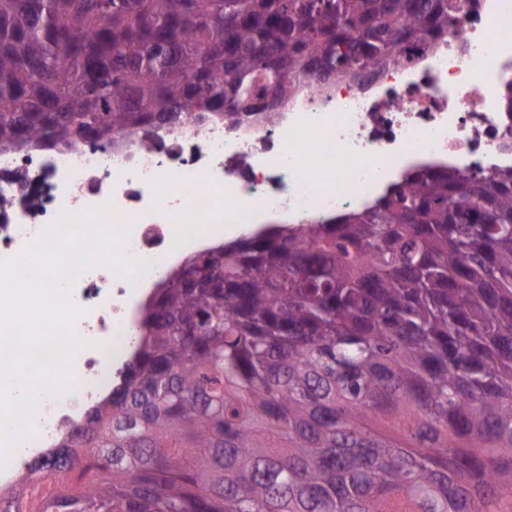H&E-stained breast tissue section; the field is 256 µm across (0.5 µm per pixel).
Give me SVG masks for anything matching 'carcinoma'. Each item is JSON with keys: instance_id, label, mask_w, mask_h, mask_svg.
<instances>
[{"instance_id": "obj_1", "label": "carcinoma", "mask_w": 512, "mask_h": 512, "mask_svg": "<svg viewBox=\"0 0 512 512\" xmlns=\"http://www.w3.org/2000/svg\"><path fill=\"white\" fill-rule=\"evenodd\" d=\"M101 2L0 0V150L264 121L448 31V0ZM141 331L34 512H512V170L193 255Z\"/></svg>"}]
</instances>
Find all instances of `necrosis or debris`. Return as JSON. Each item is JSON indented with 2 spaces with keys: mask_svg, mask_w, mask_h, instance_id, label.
Listing matches in <instances>:
<instances>
[{
  "mask_svg": "<svg viewBox=\"0 0 512 512\" xmlns=\"http://www.w3.org/2000/svg\"><path fill=\"white\" fill-rule=\"evenodd\" d=\"M448 33L404 41L396 62L364 80L307 79L271 120L122 132L112 143L0 150V258L18 254L63 216L107 211L122 247L148 262L139 280L105 256L64 293L82 307L63 345L76 349L73 387L52 383L32 417L10 426L12 477L0 512L41 490L35 460L59 448L124 384L143 307L190 256L241 224L273 218L297 228L371 204L420 166L512 170V0H448Z\"/></svg>",
  "mask_w": 512,
  "mask_h": 512,
  "instance_id": "necrosis-or-debris-1",
  "label": "necrosis or debris"
}]
</instances>
